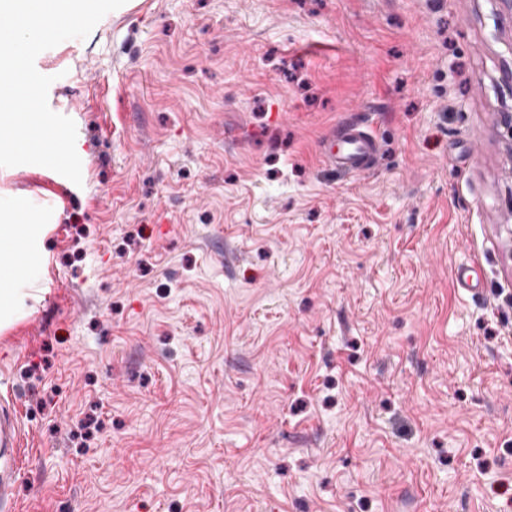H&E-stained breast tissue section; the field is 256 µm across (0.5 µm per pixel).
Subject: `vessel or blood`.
Returning a JSON list of instances; mask_svg holds the SVG:
<instances>
[{
    "label": "vessel or blood",
    "instance_id": "vessel-or-blood-1",
    "mask_svg": "<svg viewBox=\"0 0 512 512\" xmlns=\"http://www.w3.org/2000/svg\"><path fill=\"white\" fill-rule=\"evenodd\" d=\"M381 143L368 126L349 121L324 138L321 155L332 165L359 174L380 158ZM25 431L20 412L6 399L0 400V512H18V476L23 466Z\"/></svg>",
    "mask_w": 512,
    "mask_h": 512
}]
</instances>
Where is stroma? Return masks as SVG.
Segmentation results:
<instances>
[{
    "label": "stroma",
    "mask_w": 512,
    "mask_h": 512,
    "mask_svg": "<svg viewBox=\"0 0 512 512\" xmlns=\"http://www.w3.org/2000/svg\"><path fill=\"white\" fill-rule=\"evenodd\" d=\"M35 66L82 182L0 167L45 226L21 512H512L499 0H129ZM352 118L361 174L320 158ZM322 147L321 156L325 161L355 174L367 171L381 154L376 133L357 121H347L333 128L324 138Z\"/></svg>",
    "instance_id": "35a3bbf8"
}]
</instances>
